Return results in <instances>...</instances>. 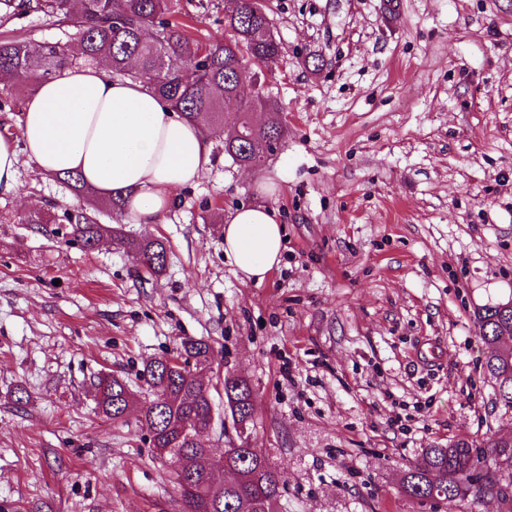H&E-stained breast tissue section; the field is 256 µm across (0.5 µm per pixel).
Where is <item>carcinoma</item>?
<instances>
[{"label": "carcinoma", "instance_id": "cac0c4a2", "mask_svg": "<svg viewBox=\"0 0 512 512\" xmlns=\"http://www.w3.org/2000/svg\"><path fill=\"white\" fill-rule=\"evenodd\" d=\"M224 10V41L207 44L192 38L183 25L170 20L179 0H35L34 9L56 17L75 29L78 50L56 43L0 40V71L14 75L25 89L75 64L100 59L110 62L116 76L148 80L153 91L176 111L201 118L209 129L224 120L227 100L237 101L234 124L246 137L224 140V153L241 167L261 164L270 154V141L284 137L277 118L280 107L268 97H246L240 87V67L252 59L269 67L281 55L283 45L271 33L267 0H235ZM255 111L269 113L264 124L253 123ZM78 198L90 195L79 175L58 177ZM27 224L69 225L66 235L91 250L103 238L105 228L95 212L81 207L62 213L34 211ZM116 241L150 276L165 269L167 249L155 237L132 239L115 232ZM479 337L494 353L484 367L494 380L496 400L512 410V308L489 306L477 314ZM211 345L203 339L186 338L176 354L162 356L145 365L142 391L116 375H103L95 384L99 411L114 423H126L133 406L139 408V427L148 432L159 455L175 450L184 453L185 476L175 483L191 482L181 492V512H208L217 476L209 449L198 434L212 428L211 389L223 387L224 411L232 421L253 423L255 404L250 385L238 376L224 375L222 385L210 379ZM473 445L457 440L447 446L425 449L410 463L401 478L402 492L417 500H453L472 493L491 496L512 512V438H490L483 444L480 459L472 460ZM486 475L481 485L472 486L470 470L475 463ZM235 472L234 483L224 489L220 512H278L284 476L273 469L262 451L243 448L227 461Z\"/></svg>", "mask_w": 512, "mask_h": 512}]
</instances>
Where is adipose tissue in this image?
<instances>
[{
    "label": "adipose tissue",
    "instance_id": "1",
    "mask_svg": "<svg viewBox=\"0 0 512 512\" xmlns=\"http://www.w3.org/2000/svg\"><path fill=\"white\" fill-rule=\"evenodd\" d=\"M212 150L209 129L146 81L113 76L103 63L73 66L26 95L17 132L0 133V194L19 195L25 163L39 174H78L97 196H121V221L157 224L210 169ZM222 239L245 280L262 283L281 261L284 231L272 207L238 208Z\"/></svg>",
    "mask_w": 512,
    "mask_h": 512
}]
</instances>
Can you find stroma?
Here are the masks:
<instances>
[{
    "mask_svg": "<svg viewBox=\"0 0 512 512\" xmlns=\"http://www.w3.org/2000/svg\"><path fill=\"white\" fill-rule=\"evenodd\" d=\"M271 6L283 53L263 93L287 133L264 166L233 164L217 132L210 171L163 223L98 215L162 239L161 275L0 197V512H178L174 460L98 415L93 383L140 387L187 337L252 386L246 444L285 476L279 512H504L490 496L415 500L399 479L425 448L512 436L476 320L512 301V0ZM177 20L222 40L224 0H180ZM73 34L0 7V39ZM20 182L40 208H68L57 179L24 165ZM251 202L277 209L286 239L259 284L221 235Z\"/></svg>",
    "mask_w": 512,
    "mask_h": 512,
    "instance_id": "obj_1",
    "label": "stroma"
}]
</instances>
